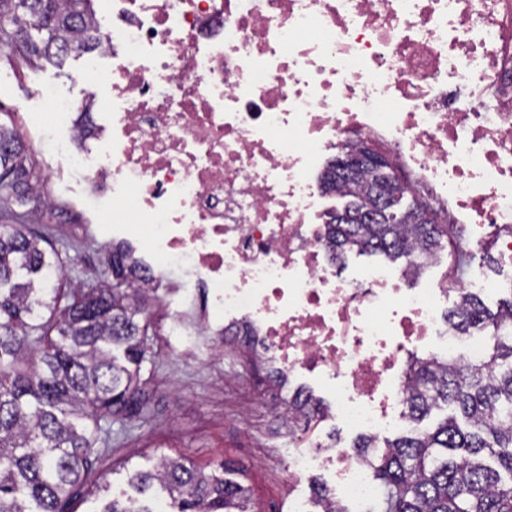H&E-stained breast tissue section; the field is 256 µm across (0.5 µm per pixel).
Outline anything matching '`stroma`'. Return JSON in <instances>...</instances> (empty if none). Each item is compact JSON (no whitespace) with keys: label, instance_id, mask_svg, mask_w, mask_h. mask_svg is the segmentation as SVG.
I'll return each instance as SVG.
<instances>
[{"label":"stroma","instance_id":"stroma-1","mask_svg":"<svg viewBox=\"0 0 512 512\" xmlns=\"http://www.w3.org/2000/svg\"><path fill=\"white\" fill-rule=\"evenodd\" d=\"M85 63V56L72 55L60 67H33L0 50V124L31 142L27 115L45 109L51 90L101 111L107 95L81 78ZM29 159L46 175L44 190L55 203L50 210L28 205L32 229L53 239L71 283L95 286L111 279V203L92 195L82 178L49 152L30 153ZM153 298L151 349L141 370L147 382L146 423L100 452L95 467L110 489L74 496L70 512H100L108 496L127 490L134 471L151 469L164 456L193 461L209 474L227 465L248 487L253 512H288V454L272 456L266 446L272 418L257 380L259 368L250 364L247 349L228 361L216 356L213 343L204 338L167 336L168 311L176 301L169 277L158 279ZM238 372L252 376V383L227 385Z\"/></svg>","mask_w":512,"mask_h":512}]
</instances>
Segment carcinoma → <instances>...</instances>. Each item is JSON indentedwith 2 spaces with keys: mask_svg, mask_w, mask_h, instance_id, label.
Listing matches in <instances>:
<instances>
[{
  "mask_svg": "<svg viewBox=\"0 0 512 512\" xmlns=\"http://www.w3.org/2000/svg\"><path fill=\"white\" fill-rule=\"evenodd\" d=\"M92 0H0V47L35 66L57 65L98 46ZM25 146L0 124V198L19 208L42 177L25 166ZM330 191L348 201L329 222L338 255L348 250L409 260L443 250L448 232L422 220L424 204L392 166L344 174L332 161ZM390 202L379 217L374 192ZM412 201L403 204L407 196ZM0 225V512H67L89 481L103 424L141 415L148 352L149 289L136 288L112 253V281L64 288L54 246L14 211ZM512 297L489 309L478 294L448 313L450 328L492 341L480 359L452 363L432 354L408 371L404 417L411 429L379 443L369 467L384 491L383 512H512ZM442 404L453 414L432 430L423 420ZM159 484L174 512H248L247 490L192 463L163 458L129 479L133 494L99 512H153Z\"/></svg>",
  "mask_w": 512,
  "mask_h": 512,
  "instance_id": "carcinoma-1",
  "label": "carcinoma"
}]
</instances>
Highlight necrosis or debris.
Segmentation results:
<instances>
[{
    "label": "necrosis or debris",
    "instance_id": "necrosis-or-debris-1",
    "mask_svg": "<svg viewBox=\"0 0 512 512\" xmlns=\"http://www.w3.org/2000/svg\"><path fill=\"white\" fill-rule=\"evenodd\" d=\"M96 22L85 70L112 103L55 154L140 243L133 285L190 270L170 335L253 351L286 409L289 485L321 474L328 505L364 512L366 461L325 426L380 439L412 356L481 357L448 328L486 288L456 257L512 269V0H101ZM374 141L441 208L451 255L337 259L316 171Z\"/></svg>",
    "mask_w": 512,
    "mask_h": 512
}]
</instances>
